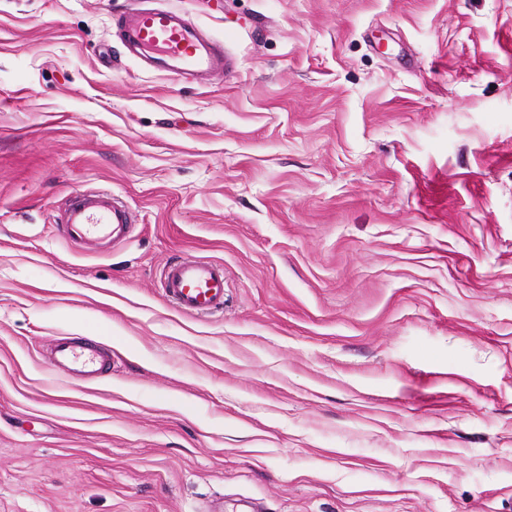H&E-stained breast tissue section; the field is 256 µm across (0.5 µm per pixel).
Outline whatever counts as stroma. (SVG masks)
Returning a JSON list of instances; mask_svg holds the SVG:
<instances>
[{
  "instance_id": "35a3bbf8",
  "label": "stroma",
  "mask_w": 512,
  "mask_h": 512,
  "mask_svg": "<svg viewBox=\"0 0 512 512\" xmlns=\"http://www.w3.org/2000/svg\"><path fill=\"white\" fill-rule=\"evenodd\" d=\"M160 3L221 83L124 0H0V512H512V0ZM86 190L136 215L103 255ZM187 255L223 312L164 300ZM120 38L150 70L207 84L224 76V47L181 13L126 7ZM133 222V215L124 202L104 191L76 194L62 217L69 238L88 241L101 248L126 240ZM165 299L184 315L224 310V265L196 257H178L161 270ZM49 360L57 371L89 380L97 379L111 364L108 353L76 337L55 339Z\"/></svg>"
}]
</instances>
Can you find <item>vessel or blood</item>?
<instances>
[{"label":"vessel or blood","mask_w":512,"mask_h":512,"mask_svg":"<svg viewBox=\"0 0 512 512\" xmlns=\"http://www.w3.org/2000/svg\"><path fill=\"white\" fill-rule=\"evenodd\" d=\"M122 43L150 70L187 76L207 84L224 74V47L206 37L181 13L165 8L129 7L123 13ZM62 222L67 235L97 247L126 240L134 219L116 195L104 191L76 194ZM165 299L184 315L210 314L224 308V267L196 257H179L161 270ZM50 363L70 376L97 379L111 364L108 353L76 337L55 339Z\"/></svg>","instance_id":"vessel-or-blood-1"}]
</instances>
